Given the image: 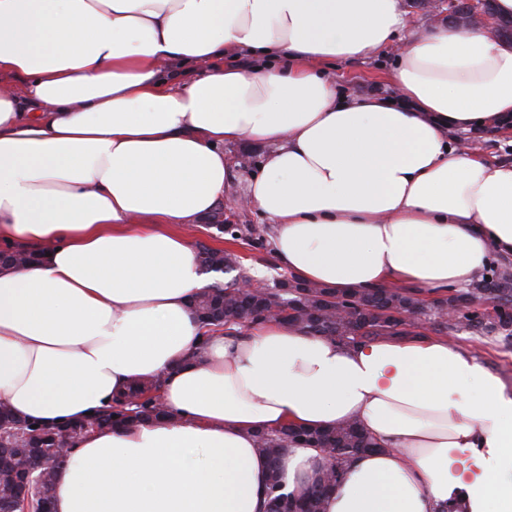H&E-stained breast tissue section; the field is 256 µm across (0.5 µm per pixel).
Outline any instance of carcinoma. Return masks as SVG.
<instances>
[{
    "instance_id": "carcinoma-1",
    "label": "carcinoma",
    "mask_w": 512,
    "mask_h": 512,
    "mask_svg": "<svg viewBox=\"0 0 512 512\" xmlns=\"http://www.w3.org/2000/svg\"><path fill=\"white\" fill-rule=\"evenodd\" d=\"M196 259L206 272L227 277L224 282H213L195 298V313L212 332L274 320L303 332L314 331L326 338L350 341L358 336L375 338L401 333V321L396 318L400 313L427 317L449 307L456 311V317L451 323L438 324L437 332L441 334L450 336L465 328L481 334L499 333L506 340L512 338V267L507 264L492 269L489 278L464 291L427 303L388 288L340 295L328 288L302 283L293 276L280 279L275 287L260 295L253 291L241 294L234 288L235 280L246 276L239 256L204 246ZM171 419L172 415L162 411L151 398L135 406L133 416L114 406L89 421L51 428H34L31 423L15 417L8 408L0 407V423L19 425L23 430L19 436L9 433L1 436L0 448L37 447L50 457L62 441L74 445L99 428ZM255 443L270 464L268 499L280 502L283 512H323V502L335 485L342 464L359 453L375 449L355 421L319 430L287 425L274 433L258 434ZM305 446L333 448L336 454L326 474L296 497L283 491L280 459L286 449ZM27 461L28 458L16 454L0 457V499L11 490L15 468Z\"/></svg>"
}]
</instances>
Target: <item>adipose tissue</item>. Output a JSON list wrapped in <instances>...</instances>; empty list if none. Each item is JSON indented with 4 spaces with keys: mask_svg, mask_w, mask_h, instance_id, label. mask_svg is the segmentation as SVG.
<instances>
[{
    "mask_svg": "<svg viewBox=\"0 0 512 512\" xmlns=\"http://www.w3.org/2000/svg\"><path fill=\"white\" fill-rule=\"evenodd\" d=\"M404 0H0V403L60 426L159 382L172 421L85 435L55 512H265L255 436L360 423L324 512H512V394L447 337L276 322L204 333L186 225L265 145L246 199L300 281L431 299L512 259V162L452 135L512 115V44L409 31ZM398 45L395 94L337 64ZM322 451L281 460L298 495Z\"/></svg>",
    "mask_w": 512,
    "mask_h": 512,
    "instance_id": "obj_1",
    "label": "adipose tissue"
}]
</instances>
